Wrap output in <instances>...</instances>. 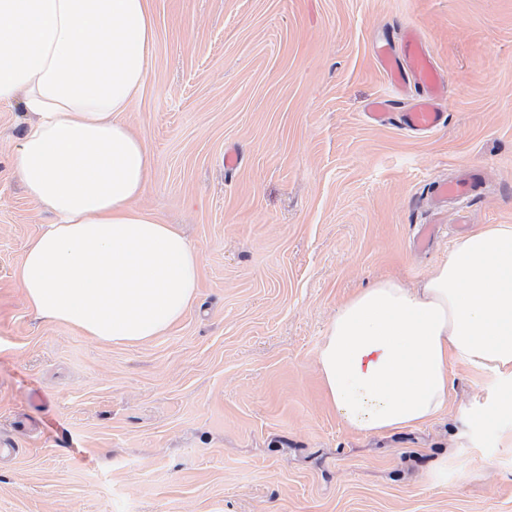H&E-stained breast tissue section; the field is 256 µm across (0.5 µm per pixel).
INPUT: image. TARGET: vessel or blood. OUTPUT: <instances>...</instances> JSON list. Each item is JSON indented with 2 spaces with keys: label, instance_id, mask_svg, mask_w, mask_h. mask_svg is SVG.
<instances>
[{
  "label": "vessel or blood",
  "instance_id": "b4317fda",
  "mask_svg": "<svg viewBox=\"0 0 512 512\" xmlns=\"http://www.w3.org/2000/svg\"><path fill=\"white\" fill-rule=\"evenodd\" d=\"M375 56L396 92H406L411 85L423 90L422 95L410 102L406 112L401 115L405 128L417 134H427L441 127L445 114L440 109L439 100L445 91L447 79L433 64L420 34L413 29L407 30L398 48L388 42H380ZM485 176L484 169L475 166L468 178L439 182L434 192L441 199L462 201L473 193Z\"/></svg>",
  "mask_w": 512,
  "mask_h": 512
}]
</instances>
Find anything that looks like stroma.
<instances>
[{"instance_id": "1", "label": "stroma", "mask_w": 512, "mask_h": 512, "mask_svg": "<svg viewBox=\"0 0 512 512\" xmlns=\"http://www.w3.org/2000/svg\"><path fill=\"white\" fill-rule=\"evenodd\" d=\"M151 9L140 205L199 250L198 293L137 345L38 319L14 271L48 215L14 173L24 112L0 108V512H512V381L452 363L444 413L371 434L316 365L339 306L429 275L460 210L512 224V0ZM409 28L451 75L427 136L364 115L387 92L374 40ZM475 164L471 201L434 198Z\"/></svg>"}]
</instances>
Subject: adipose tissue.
Returning <instances> with one entry per match:
<instances>
[{"label":"adipose tissue","instance_id":"adipose-tissue-1","mask_svg":"<svg viewBox=\"0 0 512 512\" xmlns=\"http://www.w3.org/2000/svg\"><path fill=\"white\" fill-rule=\"evenodd\" d=\"M155 35L149 0H0V106L29 115L15 174L49 214L15 278L37 316L103 343L162 335L197 289V250L135 205L153 156L123 114ZM455 361L512 377V224L459 239L415 287L359 291L317 354L337 417L373 434L437 417Z\"/></svg>","mask_w":512,"mask_h":512}]
</instances>
